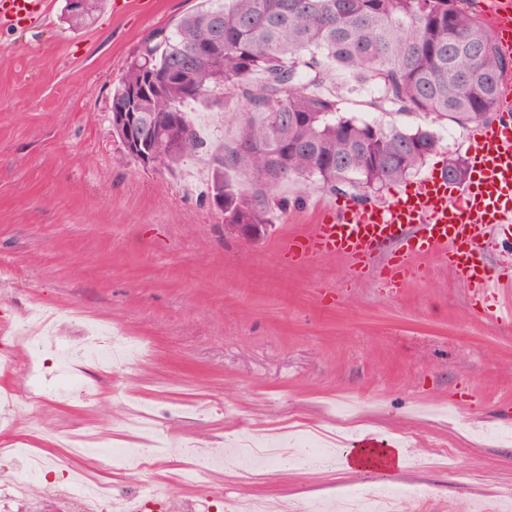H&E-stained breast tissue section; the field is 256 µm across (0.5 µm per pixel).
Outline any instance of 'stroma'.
I'll use <instances>...</instances> for the list:
<instances>
[{
	"instance_id": "obj_1",
	"label": "stroma",
	"mask_w": 512,
	"mask_h": 512,
	"mask_svg": "<svg viewBox=\"0 0 512 512\" xmlns=\"http://www.w3.org/2000/svg\"><path fill=\"white\" fill-rule=\"evenodd\" d=\"M65 0H49L44 26L0 31V322L23 325L34 308L57 319L55 337L79 346L87 333H118L145 344L124 370L82 363L65 394L28 404L0 426V480L14 476L8 448H47L114 493L152 483L159 502L192 493L172 455L161 469L134 474L102 468L96 454L71 459L74 432L129 444L128 420L155 419L181 444L249 437L298 426L329 433L361 424L403 450L388 485L415 487L425 512L448 503L501 505L512 495V325L475 314L463 281L443 262L420 258L422 276L399 291L373 277L354 280L339 256L302 266L283 262L282 235L307 230L334 193L315 183L276 192L272 224L246 239L226 231L208 198L207 154L176 172L144 168L112 131V88L139 43L169 29L205 0H140L133 11L104 7L73 32ZM327 92L340 112L368 122L433 131L424 170L465 154L467 128L436 116L376 111L374 85L349 91L334 74ZM242 103L211 93L186 110L207 146L232 144ZM12 343L0 360V392L55 387L58 359L25 371L33 352ZM49 474L25 501L0 512H72ZM353 483L342 469L303 467L253 476L225 473L203 497L279 498L330 505Z\"/></svg>"
}]
</instances>
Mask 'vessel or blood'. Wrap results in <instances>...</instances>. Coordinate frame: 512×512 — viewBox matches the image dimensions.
Returning a JSON list of instances; mask_svg holds the SVG:
<instances>
[{"mask_svg":"<svg viewBox=\"0 0 512 512\" xmlns=\"http://www.w3.org/2000/svg\"><path fill=\"white\" fill-rule=\"evenodd\" d=\"M46 0H0V25L26 28L44 18ZM487 19L503 47L512 46V0H489ZM469 171L461 182L427 173L386 205L345 201L322 207L308 230L283 236L281 259L306 264L346 259L356 276L400 288L420 276L416 259L448 264L469 289L478 315L512 323V90L503 89L498 119L477 127L466 144Z\"/></svg>","mask_w":512,"mask_h":512,"instance_id":"vessel-or-blood-1","label":"vessel or blood"}]
</instances>
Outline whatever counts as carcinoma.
<instances>
[{
    "instance_id": "obj_1",
    "label": "carcinoma",
    "mask_w": 512,
    "mask_h": 512,
    "mask_svg": "<svg viewBox=\"0 0 512 512\" xmlns=\"http://www.w3.org/2000/svg\"><path fill=\"white\" fill-rule=\"evenodd\" d=\"M64 7L69 27L92 22ZM473 0H213L144 38L112 91V111L139 113L154 165L204 148L183 111L213 87L244 103L239 136L215 158L210 191L224 223L267 231L274 192L313 182L379 189L422 166L436 136L421 126L341 115L321 92L332 70L373 82L386 114H435L459 126L497 111L512 59Z\"/></svg>"
}]
</instances>
